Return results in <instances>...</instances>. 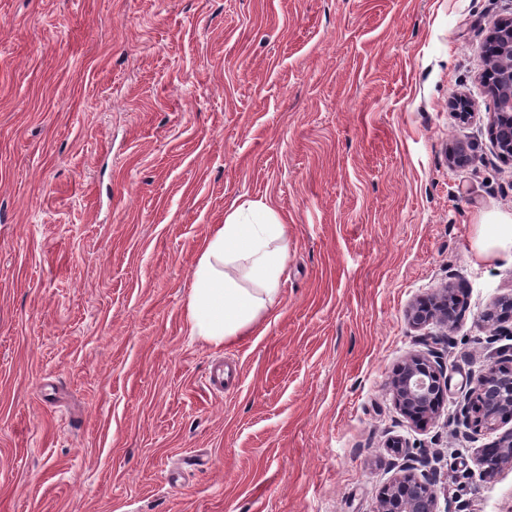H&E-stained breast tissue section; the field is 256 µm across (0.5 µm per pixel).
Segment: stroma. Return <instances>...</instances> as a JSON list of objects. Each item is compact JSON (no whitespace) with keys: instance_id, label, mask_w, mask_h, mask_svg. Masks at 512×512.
<instances>
[{"instance_id":"35a3bbf8","label":"stroma","mask_w":512,"mask_h":512,"mask_svg":"<svg viewBox=\"0 0 512 512\" xmlns=\"http://www.w3.org/2000/svg\"><path fill=\"white\" fill-rule=\"evenodd\" d=\"M512 0H0V512H376L402 441L440 512H512L452 421L512 260L482 41ZM473 103L461 121L448 105ZM463 146L471 160L448 163ZM288 226L274 306L216 346L185 307L231 205ZM459 289L451 329L410 326ZM448 335L421 428L388 381ZM239 382L217 393L216 362ZM478 250L481 254L495 252L512 259V215L501 214L490 222H482Z\"/></svg>"}]
</instances>
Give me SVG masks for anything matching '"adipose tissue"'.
<instances>
[{
	"mask_svg": "<svg viewBox=\"0 0 512 512\" xmlns=\"http://www.w3.org/2000/svg\"><path fill=\"white\" fill-rule=\"evenodd\" d=\"M287 258V226L272 207L244 202L227 212L194 267L189 336L219 346L245 335L273 307Z\"/></svg>",
	"mask_w": 512,
	"mask_h": 512,
	"instance_id": "obj_1",
	"label": "adipose tissue"
}]
</instances>
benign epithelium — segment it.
<instances>
[{
	"label": "benign epithelium",
	"instance_id": "obj_1",
	"mask_svg": "<svg viewBox=\"0 0 512 512\" xmlns=\"http://www.w3.org/2000/svg\"><path fill=\"white\" fill-rule=\"evenodd\" d=\"M490 46L504 65L501 80L504 87L492 91L495 110L491 115V131L498 154L512 162V16L496 20L482 47ZM460 310L454 294L444 289L436 299L421 303L408 311V320L415 328L433 321L454 324ZM483 321L493 327V335H512V297L496 304L483 315ZM446 339L430 337L427 351L409 354L389 380V389L403 416L421 423L432 417L444 404L448 387L447 364L444 359ZM464 397L456 404L453 419L466 430L467 437H476L484 430H494L512 420V354L500 351L490 365L477 376L465 381ZM399 456L397 474L382 496L377 512H439L437 484L440 472L427 456L416 457L392 444ZM476 465L482 477L491 478L505 467L512 468V431L503 435L490 453L480 452Z\"/></svg>",
	"mask_w": 512,
	"mask_h": 512
}]
</instances>
